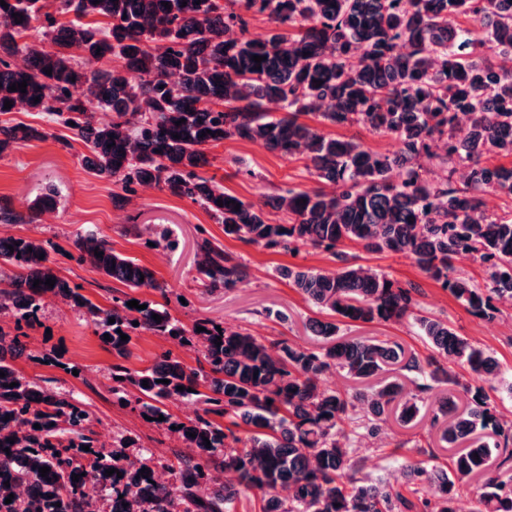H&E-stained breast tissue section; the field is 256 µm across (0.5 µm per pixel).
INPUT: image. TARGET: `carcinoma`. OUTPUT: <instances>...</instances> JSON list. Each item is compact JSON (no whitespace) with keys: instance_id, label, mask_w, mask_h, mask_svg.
I'll return each instance as SVG.
<instances>
[{"instance_id":"1","label":"carcinoma","mask_w":512,"mask_h":512,"mask_svg":"<svg viewBox=\"0 0 512 512\" xmlns=\"http://www.w3.org/2000/svg\"><path fill=\"white\" fill-rule=\"evenodd\" d=\"M5 2L0 115L9 100L12 112L60 117L87 146L84 165L122 190L156 186L187 198L224 224V235L245 244L288 252L310 245L340 260L338 247L347 242L371 254L406 253L481 319H496L500 303L512 306V212H491L486 203L492 192L512 197V164L491 162L512 158V0H242L241 8L267 18L263 38L251 37L242 13L225 10L220 0ZM87 57L110 58L112 66L88 71ZM131 72L138 82L128 78ZM24 80L26 92L9 90ZM100 112L112 119L99 121ZM309 114L322 124L361 125L390 136L399 150L383 153L354 137H331L300 121ZM42 136L1 121L0 158ZM229 138L304 157L331 191L284 188L261 203L224 192L198 169L208 163L205 149ZM433 144L439 152H430ZM426 159L446 168V177L429 178ZM73 245L80 262L122 285L160 289L152 270L107 240L78 234ZM200 249L206 286L229 291L246 278V267L220 245L204 238ZM461 258L480 261L484 285L457 274L454 261ZM279 274L328 315L309 321L320 350L268 343L242 328L218 330L213 322L187 329L150 301L136 309L114 297L112 306H99L57 273L44 241L0 237V314L12 316L16 328L36 322L43 301L57 298L106 327L110 339L103 343L120 356L131 344L120 334L148 331L197 346L203 357L196 369L169 351L142 371L112 366L121 399L191 449L173 470L169 490L153 485L152 457L128 462L133 438L95 449L89 412L8 362L4 351H17L21 341L0 327V512H109L120 495L124 512H230L242 487L262 493V512H457V492L485 469L499 442H473L447 467L429 460L408 465L395 485L357 481L349 475L353 464L340 428L349 409L363 413L368 435L377 439L389 416L413 421L418 399L396 379L352 395L323 389L320 379L332 368L358 381L391 367L417 372L448 384L434 415L448 419L441 434L448 447L477 431L507 441L512 420L482 386L456 372L495 378L501 373L495 353L444 319L415 314L417 288H403L371 267L289 265ZM407 318L430 345L424 363L396 341L339 335L343 323ZM179 398L197 400L201 413L174 419L163 406ZM217 416L241 420L250 436L224 432ZM216 462L225 480L211 490L207 470ZM43 466L50 468L45 477ZM110 468L120 475H107ZM143 469L150 470L146 478ZM21 487L28 489L24 497ZM471 512H512V478H489Z\"/></svg>"}]
</instances>
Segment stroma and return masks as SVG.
I'll return each mask as SVG.
<instances>
[{
  "label": "stroma",
  "mask_w": 512,
  "mask_h": 512,
  "mask_svg": "<svg viewBox=\"0 0 512 512\" xmlns=\"http://www.w3.org/2000/svg\"><path fill=\"white\" fill-rule=\"evenodd\" d=\"M6 119L42 133L41 138L25 142L0 158V209H10L18 216L16 222L7 224V232L49 242L56 269L79 285L94 303L111 305L113 298L124 297L127 289L77 261L73 240L85 231L95 232L116 251L152 269L160 290L137 291V298L163 305L185 327L210 320L228 328L245 327L270 340L321 348V340L306 327L309 319L318 317V310L279 276L278 269L300 265L334 270L340 266L338 259L311 246L288 253L227 237L223 225L191 200L154 186L138 185L126 193L112 181L87 172L81 161L83 143L47 113L20 109L7 114ZM206 154L208 163L202 175L247 201L261 202L281 187L312 189L318 185L305 160L286 159L250 143L228 139L208 148ZM49 188L56 192L54 207L32 211L34 201ZM169 238L175 241V248L166 247ZM204 238L217 241L245 265L247 276L233 290L204 286L198 249ZM342 251L349 263L376 268L402 287H416L418 311L448 320L459 334L493 350L501 363V374L484 380L483 385L498 410L512 414V392L507 389L512 383V317L488 321L469 314L406 254H369L350 243ZM277 311L286 314V322L274 319ZM340 333L390 339L422 359L430 354L409 319L400 324L347 323ZM22 342L24 351L14 359V366L27 378L45 382L54 391L82 402L93 418L98 447L109 449L121 437H136L138 450L151 452L166 471L186 455L176 435L145 422L133 407L118 402L112 392L111 373L116 364L133 371L145 369L165 350L195 368L202 360L197 348L141 332L133 338L128 356L119 358L102 344L98 329L80 310L55 299L44 300L37 322L26 328ZM50 351L60 354L61 366L43 362V354ZM447 389V384H434L412 424L403 426L393 420L383 424L385 445L381 448L375 447L364 428L345 420L342 428L357 463V477L394 483L402 466L423 461L428 452L437 463H448L453 451L441 442V430L432 424L434 402Z\"/></svg>",
  "instance_id": "obj_1"
}]
</instances>
